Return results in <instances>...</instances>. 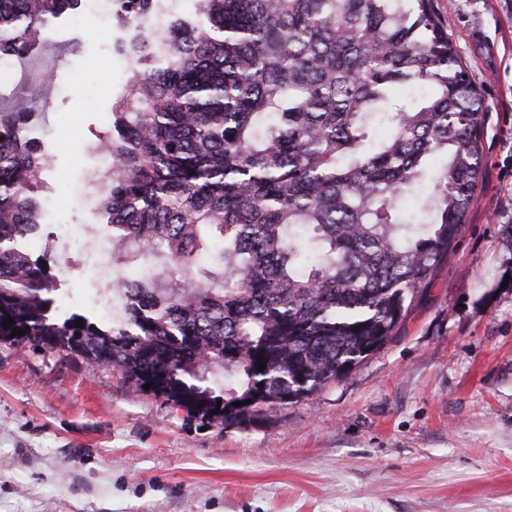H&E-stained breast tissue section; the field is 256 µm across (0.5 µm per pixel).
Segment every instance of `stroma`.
Listing matches in <instances>:
<instances>
[{"label": "stroma", "mask_w": 512, "mask_h": 512, "mask_svg": "<svg viewBox=\"0 0 512 512\" xmlns=\"http://www.w3.org/2000/svg\"><path fill=\"white\" fill-rule=\"evenodd\" d=\"M482 95L468 221L392 338L268 419L206 424L118 370L0 343V512H512V0H433ZM121 27L81 13L25 64L56 186L92 172L124 84ZM75 253L53 314H92Z\"/></svg>", "instance_id": "35a3bbf8"}]
</instances>
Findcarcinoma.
Wrapping results in <instances>:
<instances>
[{
  "label": "carcinoma",
  "mask_w": 512,
  "mask_h": 512,
  "mask_svg": "<svg viewBox=\"0 0 512 512\" xmlns=\"http://www.w3.org/2000/svg\"><path fill=\"white\" fill-rule=\"evenodd\" d=\"M155 3L112 0L133 69L99 139L117 169L100 215L135 243L127 265L165 248V275L124 289L112 321L51 315L58 256L17 248L41 223L47 150L26 88L0 94V342L240 426L390 339L467 222L482 96L432 0H193L163 39ZM82 8L0 0V56L24 59Z\"/></svg>",
  "instance_id": "cac0c4a2"
}]
</instances>
